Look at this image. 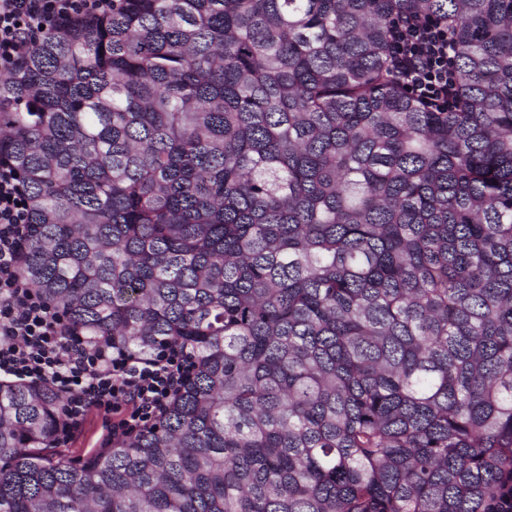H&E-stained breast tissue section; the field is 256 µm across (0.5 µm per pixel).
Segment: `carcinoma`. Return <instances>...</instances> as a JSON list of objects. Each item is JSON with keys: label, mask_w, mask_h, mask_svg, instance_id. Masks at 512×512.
Wrapping results in <instances>:
<instances>
[{"label": "carcinoma", "mask_w": 512, "mask_h": 512, "mask_svg": "<svg viewBox=\"0 0 512 512\" xmlns=\"http://www.w3.org/2000/svg\"><path fill=\"white\" fill-rule=\"evenodd\" d=\"M455 39L440 112L391 79ZM20 273L196 372L77 463L0 382V512H512V0H112L0 75ZM394 82L438 110L453 106L457 73L448 26L430 19H405L392 41Z\"/></svg>", "instance_id": "cac0c4a2"}]
</instances>
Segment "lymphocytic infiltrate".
Returning <instances> with one entry per match:
<instances>
[{
  "label": "lymphocytic infiltrate",
  "instance_id": "lymphocytic-infiltrate-1",
  "mask_svg": "<svg viewBox=\"0 0 512 512\" xmlns=\"http://www.w3.org/2000/svg\"><path fill=\"white\" fill-rule=\"evenodd\" d=\"M112 0H0V69L24 63L44 29L110 14ZM394 82L439 110L452 108L457 73L451 32L407 19L392 41ZM29 200L17 171L0 164V380L47 384L63 398L53 445L69 447L87 418L103 420L101 447L149 427L190 378L194 352L162 344L137 356L84 335L31 288L18 267L30 235Z\"/></svg>",
  "mask_w": 512,
  "mask_h": 512
}]
</instances>
